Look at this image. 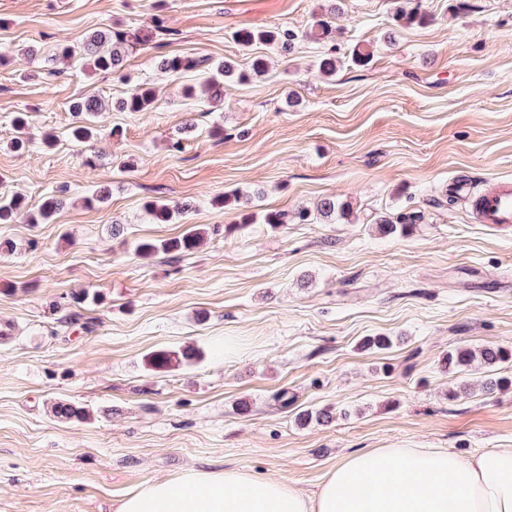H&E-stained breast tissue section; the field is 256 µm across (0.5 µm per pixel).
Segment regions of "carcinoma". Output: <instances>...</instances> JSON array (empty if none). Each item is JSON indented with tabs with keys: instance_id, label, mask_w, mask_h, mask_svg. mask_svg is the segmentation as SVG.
Instances as JSON below:
<instances>
[{
	"instance_id": "obj_1",
	"label": "carcinoma",
	"mask_w": 512,
	"mask_h": 512,
	"mask_svg": "<svg viewBox=\"0 0 512 512\" xmlns=\"http://www.w3.org/2000/svg\"><path fill=\"white\" fill-rule=\"evenodd\" d=\"M395 22L400 25L422 24L427 16L420 10V5L406 9L394 2ZM238 42L245 46L258 41L265 44L278 45L283 50H289L298 39V33L287 28L272 27L258 30H243L236 34ZM150 40V36L138 30H108L95 31L82 39L76 45H65L55 54L57 59L78 60L82 65L93 71L121 75L126 54L129 48L140 45ZM160 68L172 75H180L185 71L198 70L201 74L199 84L185 86V94L190 97H198L203 103H218L223 99L224 81L234 77L243 80L245 74H236L235 66L228 61H214L207 59L196 60L181 56H168L161 60ZM155 100V89L147 84L134 87L126 97L119 101V108L125 112H146ZM106 110L104 100L92 96L73 104L72 111L83 115L82 124L72 130L73 138L82 142L91 138L96 131L93 124L94 115ZM15 136L11 141L12 147L21 150L28 143L27 138V114L19 112L13 119ZM66 204V200L53 195L30 213L29 222L32 224H47L51 222L57 213ZM27 206L26 198L18 193L10 194L0 192V224H9L13 216L21 208ZM147 212L153 220L160 224L174 222L185 207L171 206L163 201L152 200L146 203ZM350 207L345 202L333 198H325L317 207V214L327 220L332 218L342 219L349 215ZM420 216L413 212L393 216H383L378 220V230L383 234H408L413 231ZM312 218L310 212L300 208L292 212L286 210L263 211L261 213L250 212L244 215L243 223L270 224H309ZM205 231L198 225L190 227L179 237L169 239H142L135 245V253L139 255L155 254H182L192 252L199 248L204 239ZM197 359L196 352L192 349L182 351L157 350L146 355L145 362L150 369L164 371L170 368L188 363ZM512 359V349L501 346H485L479 349L470 347H458L448 351L444 358V364L448 369L463 376V381L458 389L448 393V396L457 398L470 390V376L483 368H492L500 363ZM53 417L59 421H68L74 418H85L86 411L75 404L59 400L52 404ZM334 416L331 408H322L316 411L306 410L300 420L309 423L329 424Z\"/></svg>"
}]
</instances>
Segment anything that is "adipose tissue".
I'll return each mask as SVG.
<instances>
[{
  "mask_svg": "<svg viewBox=\"0 0 512 512\" xmlns=\"http://www.w3.org/2000/svg\"><path fill=\"white\" fill-rule=\"evenodd\" d=\"M115 512H512V447L466 458L446 448H377L337 462L318 491L238 469L158 478Z\"/></svg>",
  "mask_w": 512,
  "mask_h": 512,
  "instance_id": "ef3b65f1",
  "label": "adipose tissue"
}]
</instances>
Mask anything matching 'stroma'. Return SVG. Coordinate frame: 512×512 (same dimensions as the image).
I'll use <instances>...</instances> for the list:
<instances>
[{
  "mask_svg": "<svg viewBox=\"0 0 512 512\" xmlns=\"http://www.w3.org/2000/svg\"><path fill=\"white\" fill-rule=\"evenodd\" d=\"M419 3L430 23L402 28L393 0H341L337 15L332 0H0V188L32 207L68 197L51 223L0 224V512H114L154 479L207 469L309 493L362 450L512 446V390L449 400L457 379L442 361L512 346V227L477 223L473 206L512 182V0ZM156 14L168 32L129 54L124 78L50 74L59 47L149 30ZM321 16L332 41L306 36ZM257 27L299 38L288 52L241 46L237 31ZM358 46L369 65L352 62ZM332 52L341 65L325 78L316 64ZM172 54L245 71L260 56L268 71L225 84L211 110L184 94L196 72L160 70ZM144 83L158 90L150 110L101 113L104 137L74 142L72 101L116 102ZM19 112L33 136L23 152L10 144ZM102 187L108 201L86 207ZM232 192L252 195L247 209L213 206ZM327 197L350 217L242 221ZM150 200L189 210L157 224ZM409 211L421 214L412 235L377 231L381 213ZM191 224L208 231L194 252L136 255L138 240ZM83 290L99 302H72ZM374 335L391 347L362 349ZM184 347L198 357L178 369L144 363ZM57 399L92 419L56 420ZM325 406L329 425L298 423Z\"/></svg>",
  "mask_w": 512,
  "mask_h": 512,
  "instance_id": "35a3bbf8",
  "label": "stroma"
}]
</instances>
